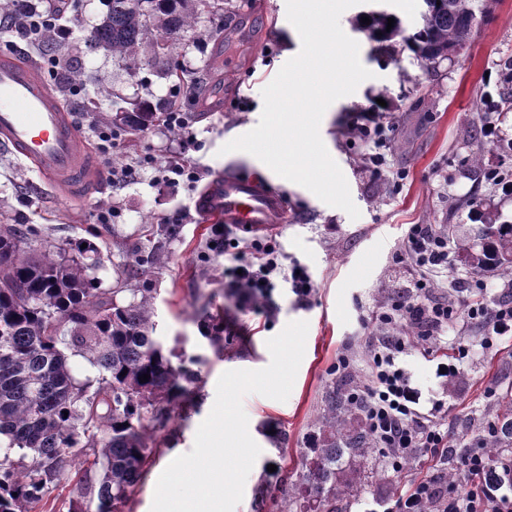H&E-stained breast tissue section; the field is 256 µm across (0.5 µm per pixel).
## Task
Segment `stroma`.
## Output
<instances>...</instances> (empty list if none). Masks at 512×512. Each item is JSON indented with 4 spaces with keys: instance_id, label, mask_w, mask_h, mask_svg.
Instances as JSON below:
<instances>
[{
    "instance_id": "obj_1",
    "label": "stroma",
    "mask_w": 512,
    "mask_h": 512,
    "mask_svg": "<svg viewBox=\"0 0 512 512\" xmlns=\"http://www.w3.org/2000/svg\"><path fill=\"white\" fill-rule=\"evenodd\" d=\"M63 21L72 33L58 50L68 60L79 61L81 96H93L106 87L110 96L98 100L95 109L109 112L119 106L149 99L166 101L172 95L173 78L166 76L152 47H145L146 65L132 67L93 47L88 36L107 12V0H66ZM476 8H489L490 19L475 29L467 50L453 61L443 62L436 73L421 68L410 52L397 61L375 54L365 31L353 25L356 16L373 10L372 0L346 9L340 17L343 31L359 44V59L372 73L353 94L336 100L320 124L321 138L344 173L351 198L360 211L350 219L341 209L320 200L308 189L255 163L249 153H222L231 140L249 132L263 109L262 89L283 65L301 49L297 30L288 21L286 0H209L199 7L193 32L187 33L178 61L185 80L203 77L204 88L216 98L186 100L195 116L193 130L201 147L193 154L202 169L199 183L189 186L156 182L154 170L139 167L136 179L124 189L111 191L110 167L138 165L142 155L164 161L175 148L161 127L129 134L128 146L112 158L97 157V169L87 198L72 200L57 195L33 166L0 149V225L30 224L40 231L44 244L73 245L87 240L101 252L102 264L95 275L105 288H154L157 334L175 353L200 358L202 387L188 412H176L161 453L148 469L125 512H150L157 480L177 456L190 452L199 425L209 415L220 375L228 370H258L270 362L266 342L292 321L309 324L305 353L293 389L286 401L259 394L246 395L243 407L248 430L261 453L249 473L242 501L235 512H259L257 488L268 465H276L278 477L271 491L287 496L303 471V460L326 390L337 381L332 367L337 355L351 360V381L359 371L369 346L381 335L373 318L380 307L397 295L415 269L395 265L393 254L412 224H456L471 233L481 218L469 207L474 198L490 201L503 219L512 222V191L467 171L464 161L482 150L485 166L498 168L500 156L495 138L512 139V112L491 120L494 137L473 141L469 132L478 120L480 100H497L498 69L512 57V0H475ZM234 27L232 43L217 49L210 32ZM385 93L395 106L394 138L410 143L408 152L384 148L382 177L366 170V142L351 135L357 110L372 113V101ZM66 111L80 98L57 91ZM224 175H248L260 186L280 195L284 212L271 238L279 248L283 266L298 263L310 273L315 290L308 299L298 298L284 282H277L271 303L274 319L265 313L237 310L226 295L224 271L230 256L213 249V225L206 221L197 201L206 183ZM112 206L111 223L98 221L100 209ZM181 216L177 236L163 235L167 220ZM148 256L161 253L149 280L130 278L123 253L128 249ZM225 311L235 323V333L224 341L223 353H215L202 337L198 320L202 311ZM461 336L471 351L448 378L437 375L439 353L423 348L402 357L411 383L421 393L423 410L441 404L448 432L462 445L472 434L493 421L499 396L512 391V348H484L478 325L465 327ZM364 470L367 480L346 512H359L362 501H385L410 480L428 475L422 455L409 468L393 472L378 450L362 459L344 460V475Z\"/></svg>"
}]
</instances>
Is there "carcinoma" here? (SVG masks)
Masks as SVG:
<instances>
[{
	"label": "carcinoma",
	"instance_id": "carcinoma-1",
	"mask_svg": "<svg viewBox=\"0 0 512 512\" xmlns=\"http://www.w3.org/2000/svg\"><path fill=\"white\" fill-rule=\"evenodd\" d=\"M204 0H109V9L91 31V44L133 65L142 63L141 47L149 42L163 50L171 76L178 77L177 57L183 37L195 24ZM387 12L371 14L368 37L373 50L397 60L409 49L423 69L434 72L456 57L474 29L487 21L474 0H423L420 21L411 34L400 19L386 30ZM46 56L60 47L56 30L32 35ZM499 103L490 112H512V59L504 62L498 84ZM166 104L140 101L133 108L101 112L99 120L119 131L154 126ZM468 170L490 181L482 151L472 153ZM477 246L443 224L441 236L471 273H498L512 285V225L485 208ZM36 231L6 224L0 228V438L6 439L0 460V512H55L49 497L74 462L79 500L69 512H123L147 467L160 454L158 435L167 429L177 406L191 401L201 377L194 357L177 355L156 336L154 289L100 288L94 270L101 263L96 246L64 248L32 245ZM203 337L224 350V317L204 312ZM82 355L97 375L81 381L68 354ZM126 375H121V372ZM150 375L148 381L139 377ZM350 386L329 389L318 418V438L308 449L302 480L280 504L265 488L261 503L274 512H343L352 497L353 480L342 479L336 462L363 456L373 441L350 424ZM497 421L487 427L490 448L512 452V394L497 404ZM17 457H10L11 451Z\"/></svg>",
	"mask_w": 512,
	"mask_h": 512
}]
</instances>
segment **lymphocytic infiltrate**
<instances>
[{
    "label": "lymphocytic infiltrate",
    "instance_id": "obj_1",
    "mask_svg": "<svg viewBox=\"0 0 512 512\" xmlns=\"http://www.w3.org/2000/svg\"><path fill=\"white\" fill-rule=\"evenodd\" d=\"M161 126L177 138L179 148L156 165L157 179L197 183L200 168L188 155L197 145L190 112L183 105H174L164 113ZM354 129L371 147L367 159L372 175L381 176V149L394 129L391 114L373 115L369 123H355ZM232 258L238 273L231 288L239 309H261L266 316H273L268 296L278 277L284 278L299 298H307L313 291L312 278L302 266L282 267L272 242H236ZM450 259L448 241L435 236L433 225L409 226L395 261L416 266L420 275L412 289L378 314L379 323L387 327L389 334L369 349L365 362L367 379L351 395L376 448L391 459L397 472L419 448L425 449L431 468H438L447 457L450 444L442 419L418 408L421 395L409 386L400 365L406 347L413 342L432 345L457 327L474 321L482 329L484 345L512 341V299L486 298L488 285L475 275L471 281L476 292L462 304H455L447 290ZM474 440L475 447L460 458L458 480L443 482L431 475L411 481L391 500L367 505L365 512H424L430 502L435 504L436 512H512V456L492 457L483 446L482 435H475Z\"/></svg>",
    "mask_w": 512,
    "mask_h": 512
}]
</instances>
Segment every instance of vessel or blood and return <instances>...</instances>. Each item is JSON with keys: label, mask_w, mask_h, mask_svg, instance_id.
I'll list each match as a JSON object with an SVG mask.
<instances>
[{"label": "vessel or blood", "mask_w": 512, "mask_h": 512, "mask_svg": "<svg viewBox=\"0 0 512 512\" xmlns=\"http://www.w3.org/2000/svg\"><path fill=\"white\" fill-rule=\"evenodd\" d=\"M0 146L30 162L61 194L86 196L94 167L89 150L59 99L30 65L15 59H0ZM198 208L208 220L250 233L271 230L283 205L252 178L221 176L209 182Z\"/></svg>", "instance_id": "1"}]
</instances>
